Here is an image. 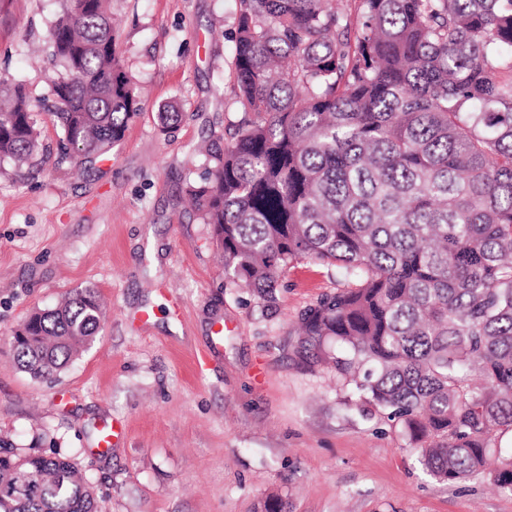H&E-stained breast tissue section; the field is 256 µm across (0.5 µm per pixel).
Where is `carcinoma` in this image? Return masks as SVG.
Returning <instances> with one entry per match:
<instances>
[{
  "label": "carcinoma",
  "instance_id": "1",
  "mask_svg": "<svg viewBox=\"0 0 512 512\" xmlns=\"http://www.w3.org/2000/svg\"><path fill=\"white\" fill-rule=\"evenodd\" d=\"M107 0H61L49 114L78 167L142 109ZM241 118L189 184L224 279L266 303L304 260L344 270L302 329L340 389L399 424L439 483L489 472L512 495V0H236ZM181 120L175 104L160 130ZM25 84L0 77V161L44 162ZM92 286L32 312L19 368L63 371L96 336ZM0 512H97L74 463L0 445Z\"/></svg>",
  "mask_w": 512,
  "mask_h": 512
}]
</instances>
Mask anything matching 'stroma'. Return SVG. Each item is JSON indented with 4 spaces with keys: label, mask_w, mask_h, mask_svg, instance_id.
I'll return each mask as SVG.
<instances>
[{
    "label": "stroma",
    "mask_w": 512,
    "mask_h": 512,
    "mask_svg": "<svg viewBox=\"0 0 512 512\" xmlns=\"http://www.w3.org/2000/svg\"><path fill=\"white\" fill-rule=\"evenodd\" d=\"M59 0H0V76L50 95ZM117 51L144 106L109 155L24 177L0 165V439L71 460L99 512H512L489 475L431 479L398 426L347 400L305 343L304 312L345 282L291 269L274 303L224 279L188 202L239 118L229 75L235 0H110ZM182 119L162 133L165 103ZM106 307L94 341L37 381L14 359L29 314L72 289ZM121 428L110 452L102 425Z\"/></svg>",
    "instance_id": "35a3bbf8"
}]
</instances>
